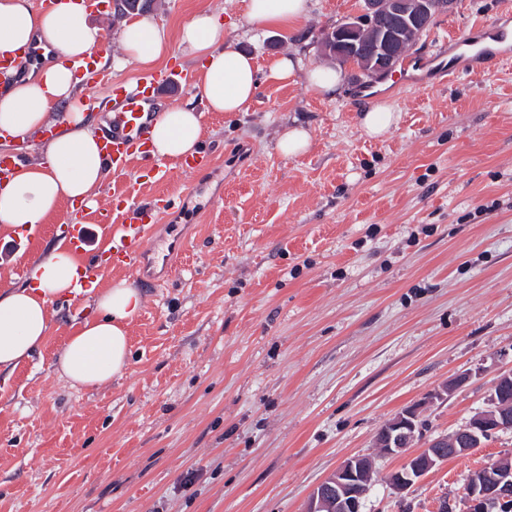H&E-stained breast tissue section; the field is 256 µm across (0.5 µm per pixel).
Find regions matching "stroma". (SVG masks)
<instances>
[{"label":"stroma","instance_id":"obj_1","mask_svg":"<svg viewBox=\"0 0 512 512\" xmlns=\"http://www.w3.org/2000/svg\"><path fill=\"white\" fill-rule=\"evenodd\" d=\"M505 0H450L409 50L428 59L423 86L361 82L326 94L305 70L328 66L326 31L363 0H311L282 37L248 24L244 0H159L178 27L196 10L266 65L300 58L285 80H263L249 112H207L201 147L212 167L164 161L159 244L180 242L172 271L142 289L122 377L72 386L53 365L68 336L97 314L93 294L54 300L50 330L30 359L0 373V512H303L347 458L371 455L363 512H465L469 474L512 458V430L449 458L406 491L379 456V430L421 405L429 439L463 427L512 369V59L487 48L479 74L445 80L491 24L512 29ZM388 99L399 120L379 139L358 117ZM312 146L283 156L288 127ZM67 225L37 235L0 227V291L60 244ZM467 382L442 398L458 375Z\"/></svg>","mask_w":512,"mask_h":512}]
</instances>
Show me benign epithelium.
Returning a JSON list of instances; mask_svg holds the SVG:
<instances>
[{
  "label": "benign epithelium",
  "instance_id": "obj_1",
  "mask_svg": "<svg viewBox=\"0 0 512 512\" xmlns=\"http://www.w3.org/2000/svg\"><path fill=\"white\" fill-rule=\"evenodd\" d=\"M446 0H364L362 13L334 30L326 48L336 61L359 60L365 73L387 76L399 60L404 38H416L444 10ZM512 384V370L502 373L494 386L489 406L449 436H439L421 452L407 458L391 475V485L405 491L448 460V453L467 454L492 434L512 429V409L502 390ZM420 408L409 407L387 422L375 441L383 455H400L420 432ZM375 472L374 460L353 456L310 494L303 512H362V502ZM466 512H512V464L496 461L472 474L464 487Z\"/></svg>",
  "mask_w": 512,
  "mask_h": 512
}]
</instances>
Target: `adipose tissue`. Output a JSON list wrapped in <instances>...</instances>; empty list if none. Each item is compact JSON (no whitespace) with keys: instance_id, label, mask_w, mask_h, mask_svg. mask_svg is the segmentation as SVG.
<instances>
[{"instance_id":"ef3b65f1","label":"adipose tissue","mask_w":512,"mask_h":512,"mask_svg":"<svg viewBox=\"0 0 512 512\" xmlns=\"http://www.w3.org/2000/svg\"><path fill=\"white\" fill-rule=\"evenodd\" d=\"M311 9L310 0H247L249 22L288 32ZM85 0H58L47 10L35 0H0V58L14 61L0 74V135L31 134L50 123L54 104L69 101L71 112L60 131L39 147V161L19 167L0 185V226L23 235L60 215L65 205L90 200L107 172L97 139L85 122L79 97L85 78L78 62L91 58L102 40ZM128 61L149 67L171 46L197 64L194 88L205 105H176L161 111L152 128L153 152L160 159L197 153L203 112L249 111L262 78L285 80L299 60L284 55L260 67L254 55L224 36L219 14L202 9L178 29L150 17L124 22L118 34ZM50 50L39 71L23 76L17 65L32 46ZM82 267L76 257L54 248L38 261L23 286L0 292V371L18 366L44 341L49 305L76 294ZM97 314L66 341L56 362L60 376L75 386H96L122 376L130 356L129 326L142 306L137 288L119 280L97 294Z\"/></svg>"}]
</instances>
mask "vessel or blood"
I'll return each instance as SVG.
<instances>
[{
    "instance_id": "vessel-or-blood-1",
    "label": "vessel or blood",
    "mask_w": 512,
    "mask_h": 512,
    "mask_svg": "<svg viewBox=\"0 0 512 512\" xmlns=\"http://www.w3.org/2000/svg\"><path fill=\"white\" fill-rule=\"evenodd\" d=\"M98 81L108 83L112 96V112L106 125L98 130L101 151L113 173L123 172L129 162L138 161L141 169L161 178L165 172L156 164L150 149V130L157 115L156 97L160 87L183 86L190 78L184 73L160 70L140 77L135 84L113 81L111 73L100 72ZM136 185L126 183L113 191L94 214L101 229V242L94 255L86 253V227L82 218L71 216L64 236L67 248L82 257V288L96 286L102 268L137 269L145 254L163 258V250L154 242L152 230L160 211L136 204Z\"/></svg>"
}]
</instances>
